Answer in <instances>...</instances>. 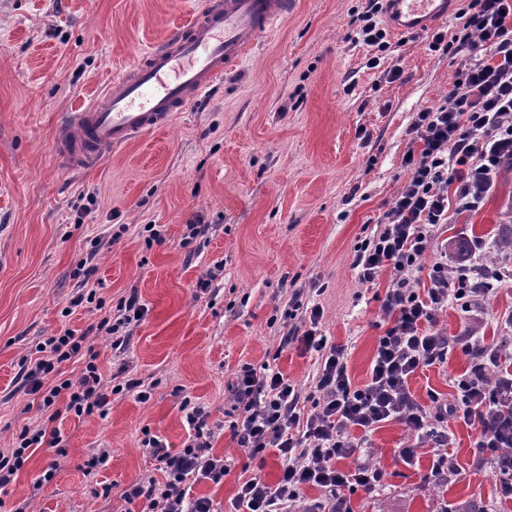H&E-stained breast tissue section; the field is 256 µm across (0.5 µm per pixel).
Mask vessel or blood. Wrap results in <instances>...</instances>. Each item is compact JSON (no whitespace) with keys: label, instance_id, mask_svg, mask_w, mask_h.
Returning <instances> with one entry per match:
<instances>
[{"label":"vessel or blood","instance_id":"obj_1","mask_svg":"<svg viewBox=\"0 0 512 512\" xmlns=\"http://www.w3.org/2000/svg\"><path fill=\"white\" fill-rule=\"evenodd\" d=\"M294 0H205L194 20L172 28L106 88L103 101L69 113L57 142L62 166H97L105 152L152 131L204 98L287 18ZM395 32L447 19L448 0H387Z\"/></svg>","mask_w":512,"mask_h":512}]
</instances>
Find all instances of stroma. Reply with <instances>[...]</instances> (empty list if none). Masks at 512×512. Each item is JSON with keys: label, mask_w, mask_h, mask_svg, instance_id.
Returning a JSON list of instances; mask_svg holds the SVG:
<instances>
[{"label": "stroma", "mask_w": 512, "mask_h": 512, "mask_svg": "<svg viewBox=\"0 0 512 512\" xmlns=\"http://www.w3.org/2000/svg\"><path fill=\"white\" fill-rule=\"evenodd\" d=\"M202 2L0 0V448H14L22 428L44 421L43 394L27 379L37 344L116 318L133 292L146 313L122 328L124 345L113 348L102 333L87 342L103 379L123 374L152 385L144 402L132 392L109 395L103 417H76L56 400L62 447L32 449L17 482L0 493V512H124L125 488L165 479L141 445L145 436L173 452L187 441L186 400L207 412L214 455L233 463L223 484L197 482L193 496L230 512L247 476L276 484L275 452L247 460L224 424L243 366L271 364L308 390L316 353L280 340L289 327L308 328L312 307L322 311L320 333L344 347L352 382L369 376L389 277L361 283L354 251L407 185L402 160L416 112L444 104L468 54L435 52L424 35L392 32L393 49L381 55L349 37L365 0H296L243 65L168 129L66 173L55 150L63 117L101 101L114 77ZM393 67L399 80H382ZM194 224L205 234L191 237ZM155 230L162 243L152 242ZM511 236L507 164L477 211L449 213L438 226L416 288L428 287L440 258L456 271L462 241L484 264L512 272V250L498 245ZM88 293L93 303H78ZM437 327L511 342L512 279L493 282L475 304L439 311ZM468 364L458 350L449 363L421 369L410 384L417 402L453 400ZM433 425L447 431L458 472L429 481L430 447L405 464L399 450L414 437L382 424L363 459L382 472L383 491L345 492L349 512H512L491 475L469 465L474 428L449 418ZM100 454L104 462L85 474ZM50 467L54 477L35 485Z\"/></svg>", "instance_id": "obj_1"}]
</instances>
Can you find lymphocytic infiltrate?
Masks as SVG:
<instances>
[{"mask_svg":"<svg viewBox=\"0 0 512 512\" xmlns=\"http://www.w3.org/2000/svg\"><path fill=\"white\" fill-rule=\"evenodd\" d=\"M462 13L466 21L456 39L434 31L429 46L448 54L463 48L469 59L445 103L417 112L403 158L409 181L384 224L361 242L353 258L361 282L389 276L380 305L387 327L377 338L369 379L360 387L352 384L343 348L329 344L318 331L322 314L316 308L310 311L308 329L289 328L281 339L282 345L296 343L320 353L308 392L270 365L243 367L234 387L232 437L252 458L275 450L282 467L276 484L257 476L242 482L235 512H347L337 491L373 494L382 486V473L364 461L347 470L338 462L356 455L369 433L390 421L430 441L437 454L430 480L457 471L447 432L433 427L429 409L413 399L409 382L418 370L447 363L458 348L469 356L470 369L458 376L455 400L444 412L476 427L474 465L488 469L501 495L512 498V370L501 367L500 348L436 327L438 312L449 302L471 305L487 293L489 280L504 275L473 257L452 276L447 263L439 261L428 274L429 287L420 292L414 286L433 228L447 223L449 211L478 209L499 170L512 164V0H468ZM39 350L28 379L33 389L44 390V408L63 395L66 411L75 416L104 411L108 400L102 375L85 336L67 330L47 338ZM73 359L84 363L80 375L44 388V377ZM207 418L201 407L187 412L193 436L179 452H171L157 437L145 439L144 447L166 480L133 484L122 492V500L143 501L145 512H216L211 499L188 492L190 484L202 480L221 484L231 471L229 461L211 451ZM18 440L11 451L0 450V492L16 480L29 448H55L62 438L55 428L26 427ZM307 487L319 488L322 497L303 503L300 493Z\"/></svg>","mask_w":512,"mask_h":512,"instance_id":"f902f5d3","label":"lymphocytic infiltrate"}]
</instances>
